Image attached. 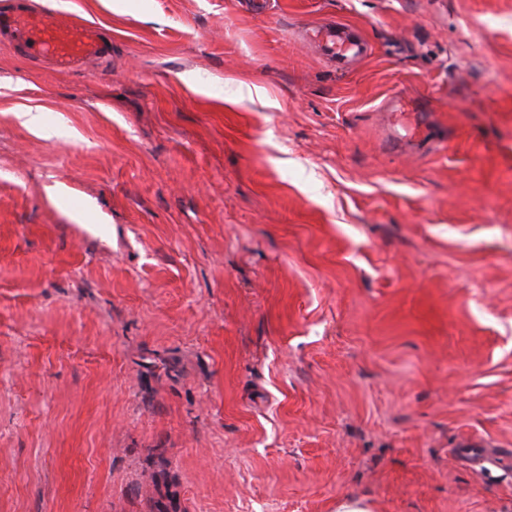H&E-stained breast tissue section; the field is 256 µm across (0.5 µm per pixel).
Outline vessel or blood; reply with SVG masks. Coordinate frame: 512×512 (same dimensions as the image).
I'll return each instance as SVG.
<instances>
[{
	"instance_id": "vessel-or-blood-1",
	"label": "vessel or blood",
	"mask_w": 512,
	"mask_h": 512,
	"mask_svg": "<svg viewBox=\"0 0 512 512\" xmlns=\"http://www.w3.org/2000/svg\"><path fill=\"white\" fill-rule=\"evenodd\" d=\"M0 29L35 58L48 59L55 67L72 69L104 57L108 48L97 27L56 20L41 13L20 10L14 0H0ZM325 47L337 64L365 56L368 46L353 37L345 24L321 31Z\"/></svg>"
}]
</instances>
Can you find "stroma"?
Wrapping results in <instances>:
<instances>
[{
  "mask_svg": "<svg viewBox=\"0 0 512 512\" xmlns=\"http://www.w3.org/2000/svg\"><path fill=\"white\" fill-rule=\"evenodd\" d=\"M19 3L111 50L0 37V512H512V0ZM324 46L331 52L337 65H345L355 58L365 56L368 45L353 37L343 23L324 27L321 31Z\"/></svg>",
  "mask_w": 512,
  "mask_h": 512,
  "instance_id": "stroma-1",
  "label": "stroma"
}]
</instances>
